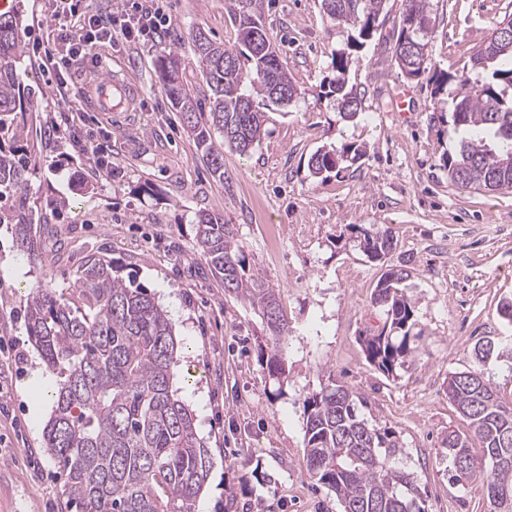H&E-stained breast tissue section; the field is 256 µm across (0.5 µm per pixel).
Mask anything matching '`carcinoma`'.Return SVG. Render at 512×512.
<instances>
[{"label": "carcinoma", "mask_w": 512, "mask_h": 512, "mask_svg": "<svg viewBox=\"0 0 512 512\" xmlns=\"http://www.w3.org/2000/svg\"><path fill=\"white\" fill-rule=\"evenodd\" d=\"M265 0H230L228 17L238 47L228 49L202 29L194 30L193 52L210 91L202 110L184 84L179 59L167 54L158 64L159 82L180 113L182 124L202 153L212 178L224 182V146L248 153L264 133L265 111L279 107L266 77L293 97V84L264 22ZM386 0H321L332 20L354 27L359 48L380 26ZM429 0H405L396 43L428 48ZM417 18L419 24L408 21ZM508 15L496 22L470 58L471 68L433 75L436 92L457 84L448 117L460 134L459 150L443 156L448 178L462 188L512 192V41L498 35ZM23 11L0 13V139L12 130L17 113L37 103L20 93L19 63L24 45ZM267 46L262 52L260 47ZM349 53L332 58L326 95L361 111L357 89L346 77ZM364 155L360 146L315 153L313 174L340 170ZM31 153L0 144V195L21 194L28 185ZM14 235L24 252L35 253L33 225L19 202ZM197 245L224 284V291L258 309L278 336L287 330L276 290L246 272L232 225L224 215H195ZM386 233L364 235V252L382 257L393 249ZM404 272L391 268L373 297L385 320L377 334L364 337L367 359L384 373L403 365L408 353L413 309L400 288ZM25 329L46 369L55 377L52 413L43 430L47 455L65 476L66 507L75 512H194L212 466L198 438L194 416L172 390L178 343L175 326L154 295L132 276L119 274L112 259L90 256L71 288L42 282L25 301ZM492 356L512 359V343L475 344L472 365L448 377V397L468 421L465 432L448 433L445 453L452 484L483 478L491 512H512V403L484 374ZM307 472L333 492L342 512H425L412 473L392 460L401 452L396 436L376 429L358 413L353 395L328 375L320 391L305 399ZM481 455H476V452Z\"/></svg>", "instance_id": "obj_1"}]
</instances>
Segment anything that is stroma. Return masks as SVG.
Returning a JSON list of instances; mask_svg holds the SVG:
<instances>
[{
	"instance_id": "obj_1",
	"label": "stroma",
	"mask_w": 512,
	"mask_h": 512,
	"mask_svg": "<svg viewBox=\"0 0 512 512\" xmlns=\"http://www.w3.org/2000/svg\"><path fill=\"white\" fill-rule=\"evenodd\" d=\"M25 9V45L60 39L50 0H0ZM169 21L156 42L96 45L68 65L66 95L37 57L26 54L23 87L38 111L20 115L14 137L36 156L25 212L40 234L37 262L17 248L13 199L0 198V512H60L65 477L43 449L52 403L35 384L45 366L24 326L30 284L72 287L87 256L102 253L154 293L176 327L178 396L190 406L213 466L196 512H341L334 493L306 471L303 400L335 376L375 427L391 428L428 512H490L483 481H448L442 441L467 422L448 398V377L464 370L479 339L512 340L498 306L512 298V192L450 183L441 161L457 137L441 121L455 92H434L429 76L410 81L393 57L404 0H387L384 26L353 48L351 26L330 20L318 0H272L265 25L301 92L288 109L266 113L265 133L248 155L224 152L214 181L157 77L167 52L183 61L184 83L208 89L192 50L199 27L237 44L228 0H163ZM427 66L455 73L512 14V0H430ZM349 50L348 79L361 99L343 118L322 85L331 61ZM136 86L129 111L103 114L86 91L97 75ZM409 111L394 109L399 90ZM354 143L363 156L322 180L308 169L318 150ZM85 188H72L73 174ZM233 225L248 273L275 288L287 335L226 293L196 242L198 211ZM389 232L383 260L360 248L364 232ZM405 270L414 308L412 352L394 374L372 365L362 340L382 323L373 293L382 273ZM281 357L286 373L269 374Z\"/></svg>"
}]
</instances>
